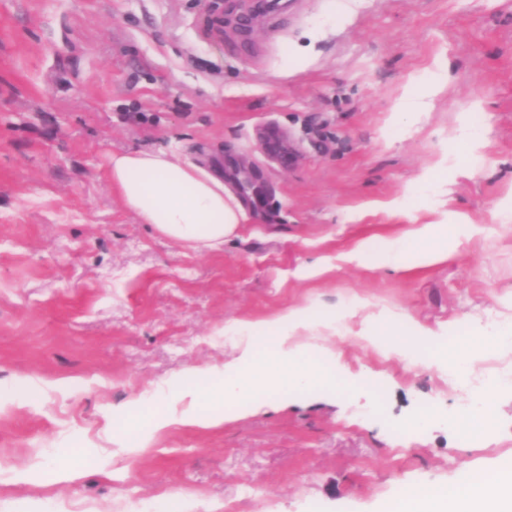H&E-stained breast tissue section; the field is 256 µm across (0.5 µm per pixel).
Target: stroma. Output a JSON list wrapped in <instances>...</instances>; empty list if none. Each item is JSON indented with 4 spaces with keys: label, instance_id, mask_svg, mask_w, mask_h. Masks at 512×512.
I'll return each instance as SVG.
<instances>
[{
    "label": "stroma",
    "instance_id": "stroma-1",
    "mask_svg": "<svg viewBox=\"0 0 512 512\" xmlns=\"http://www.w3.org/2000/svg\"><path fill=\"white\" fill-rule=\"evenodd\" d=\"M241 9L0 0V512H383L408 484L512 462V390L463 443L464 382L445 355L470 324L512 315V225L496 213L512 198V0H291L245 36ZM293 47L308 54L296 71ZM441 70L429 111L395 114ZM270 126L302 146L291 169L253 149ZM464 126L489 128L486 149L421 182ZM158 148L207 168L247 154L266 208L221 250L180 248L108 176L112 154ZM444 222L482 232L427 268L341 260ZM295 307L339 313L335 332L301 340L335 386L273 390L260 412L140 447L119 409L176 408L190 369L209 368L200 388L221 382ZM366 316L401 317L398 335L368 344ZM406 352L436 359L410 367Z\"/></svg>",
    "mask_w": 512,
    "mask_h": 512
}]
</instances>
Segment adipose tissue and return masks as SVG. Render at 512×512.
Wrapping results in <instances>:
<instances>
[{
	"mask_svg": "<svg viewBox=\"0 0 512 512\" xmlns=\"http://www.w3.org/2000/svg\"><path fill=\"white\" fill-rule=\"evenodd\" d=\"M109 178L122 203L142 223L153 225L163 237L194 251L223 247L241 237L248 220L244 202L223 179L207 169L158 148L130 150L112 156ZM445 227L421 224L403 238L379 236L359 241L344 256L345 261L367 267L394 270L410 266H432L448 259ZM262 330L276 336L266 349L245 348L235 365L236 372L222 389L207 394L185 386L178 394L186 408L180 414H159L151 422L153 433L172 423L217 427L225 420L223 404L246 407L267 381L281 385L321 382L334 385L335 379L320 363L293 365L297 351L294 337L311 330L305 310L291 308L265 321ZM391 512H512V470L507 469L491 482L474 481L462 472L456 486L438 484L408 487L390 506Z\"/></svg>",
	"mask_w": 512,
	"mask_h": 512,
	"instance_id": "ef3b65f1",
	"label": "adipose tissue"
}]
</instances>
